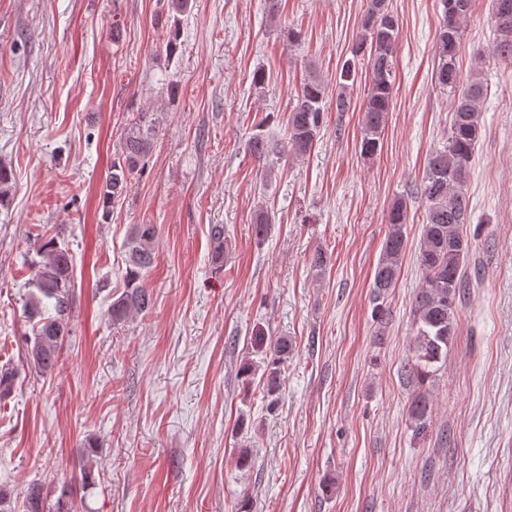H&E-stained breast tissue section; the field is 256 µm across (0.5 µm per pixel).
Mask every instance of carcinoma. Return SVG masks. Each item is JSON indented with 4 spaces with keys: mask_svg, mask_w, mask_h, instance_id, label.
<instances>
[{
    "mask_svg": "<svg viewBox=\"0 0 512 512\" xmlns=\"http://www.w3.org/2000/svg\"><path fill=\"white\" fill-rule=\"evenodd\" d=\"M473 0H439L442 24L436 37L437 65L435 79L440 89L454 94V108L448 136L442 146L430 153L425 176L420 185L424 203L422 243L417 261L421 283L413 307L414 348L406 372L421 386L435 375L437 364L448 357V347L457 327V299L461 298L467 281L464 265L471 251V242L464 234L470 223L468 182L471 163L481 137L480 103L487 95L488 85L480 73L463 79L457 66L461 24L470 15ZM191 0H167L165 23L169 24L166 52L174 55L178 48L180 16L189 12ZM495 43L492 56L512 60V0H494ZM399 22L387 0H369L362 30L352 52L344 61L336 79L335 109L351 108V90L359 68L369 71L370 83L363 103L361 155L377 154L380 138L392 104L395 84V46ZM325 84L313 77L305 81L297 102L288 115L282 144L270 141L259 132L250 137V153L265 159L286 150L295 154L309 151L323 125ZM156 137V119L141 112L124 129L120 152L112 161V170L102 188V206L110 211L127 187L130 176L142 170L151 155ZM408 202L396 199L386 215L388 233L382 256L375 268L372 293L376 305L373 319L379 331L390 322L385 300L396 288L406 247ZM158 231L154 224H134L126 240L127 263L120 282L112 292V322L121 323L134 314H145L153 307V298L145 283L147 271L154 263ZM210 242L215 262L224 259V225L214 224ZM39 260L35 291L28 298L29 320L33 336L28 342V356L44 374L58 366L63 345L70 335L68 329L73 305L74 283L72 255L67 245L55 238L37 241ZM290 345L281 340L273 349L265 368L267 391L279 390V365L288 357ZM408 416L418 429L427 424L429 398L418 390L408 406ZM0 512H74L71 489L60 488L56 499L41 483H31L18 500L0 490Z\"/></svg>",
    "mask_w": 512,
    "mask_h": 512,
    "instance_id": "1",
    "label": "carcinoma"
}]
</instances>
